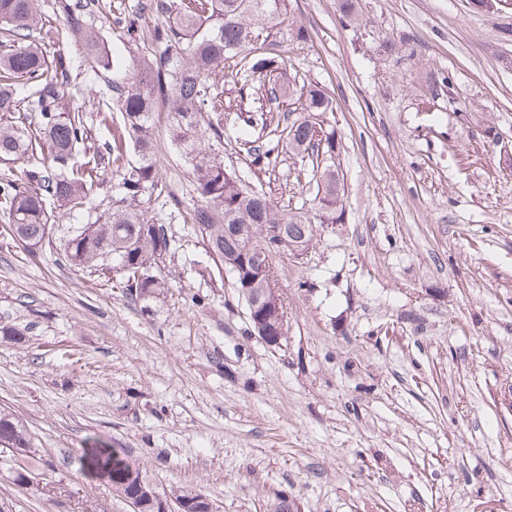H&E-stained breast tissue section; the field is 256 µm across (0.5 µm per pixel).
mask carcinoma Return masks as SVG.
Here are the masks:
<instances>
[{
  "mask_svg": "<svg viewBox=\"0 0 512 512\" xmlns=\"http://www.w3.org/2000/svg\"><path fill=\"white\" fill-rule=\"evenodd\" d=\"M62 33L83 46V60L75 64L58 53L44 55L34 34L48 22L39 0H0V159L22 165L20 176L0 178V217L15 237L30 247L53 249L47 204L64 213L85 209L106 165L120 177V192L112 206L95 222L84 224L68 238L63 256L79 271H114L119 287L133 300L167 298L169 285L161 264L171 239L165 225L145 217L138 209L146 195L159 187L153 151L155 112L170 117L169 137L191 167L198 203L190 213L212 260L231 276L241 300L250 279L241 274L250 250L274 243L275 230L284 226L288 239L305 244L314 239V224L274 202L261 189L250 186L224 166L223 156L206 146L224 138V68L245 52L250 60L235 72L239 76L233 121L266 125L267 118L251 107L253 81L262 80L268 102L288 103L295 113L286 127L288 152L300 158L317 191L313 202L321 224L342 220L341 185L336 179V130L324 116L333 111L331 98L311 83L293 85L278 72L271 51V31L284 22L287 0H138L133 10L113 9L110 25L134 30L131 13L156 17L140 52L134 80L109 85L113 108L123 122L101 137L92 133L84 113L64 105L69 86L82 71L94 73L121 67L109 59L96 22L102 15L100 0H57ZM35 94L38 128H27L21 113L23 88ZM276 138L267 146L251 145L252 163L270 165L279 149ZM137 160L127 161L128 148ZM253 333L287 337L288 322H280L260 307L247 313ZM30 449L25 425L13 414L0 411V444ZM82 472L96 471L112 486V493L127 500L141 498L140 512H171L167 501L144 494L152 481L136 462L116 456L107 442L89 438L76 458ZM47 484L52 476L42 458L25 455L15 463L13 480ZM176 512H217L202 493L175 496Z\"/></svg>",
  "mask_w": 512,
  "mask_h": 512,
  "instance_id": "1",
  "label": "carcinoma"
}]
</instances>
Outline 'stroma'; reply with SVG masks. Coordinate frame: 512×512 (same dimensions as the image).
<instances>
[{"instance_id":"stroma-1","label":"stroma","mask_w":512,"mask_h":512,"mask_svg":"<svg viewBox=\"0 0 512 512\" xmlns=\"http://www.w3.org/2000/svg\"><path fill=\"white\" fill-rule=\"evenodd\" d=\"M305 29L304 42L290 27ZM99 36L127 62L84 74L65 104L97 118L107 80L131 81L137 44ZM283 70L333 99L344 219L320 224L300 257L277 255L288 336L248 331L245 305L185 221L191 170L155 115L158 175L172 201L143 198L164 224L165 302L131 301L60 250L14 242L0 221V409L26 423L65 497L13 480V512H131L74 463L96 436L140 464L159 492L209 495L218 512H512V8L471 0H288ZM449 71L450 87H430ZM224 125L227 169L310 213L313 188L280 153L248 165ZM119 191L105 173L88 209H51L56 241L93 223ZM203 297L204 306L194 304Z\"/></svg>"}]
</instances>
